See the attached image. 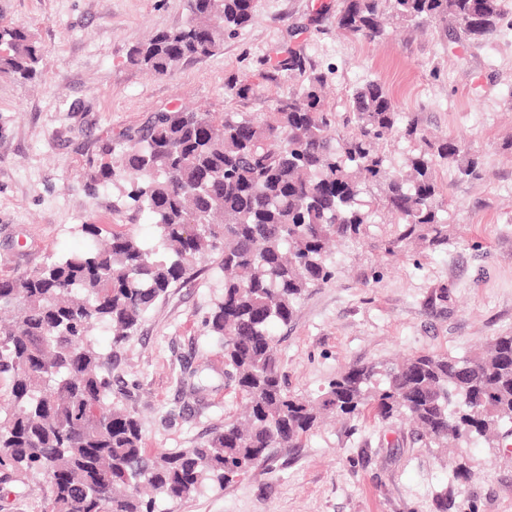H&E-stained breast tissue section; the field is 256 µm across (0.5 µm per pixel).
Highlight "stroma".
<instances>
[{
	"label": "stroma",
	"instance_id": "stroma-1",
	"mask_svg": "<svg viewBox=\"0 0 512 512\" xmlns=\"http://www.w3.org/2000/svg\"><path fill=\"white\" fill-rule=\"evenodd\" d=\"M343 0H257L255 19L215 55L158 77L131 66L130 48L189 17L186 0H0V23L25 24L42 50L40 76H0V278L86 249L85 223L153 241L154 229L120 189L84 191L101 147L150 112L271 111L302 74L276 69L287 51L327 78L338 134L354 89L382 83L399 112L430 137L453 136L482 161L479 178L439 166L453 246L412 244L387 255L395 227L378 210L359 241L337 245L336 274L310 289L293 321L275 325L292 392L317 396L338 371L419 353L463 356L512 334V30L482 44L449 41L436 25H401L367 42L337 31ZM254 84L230 95V78ZM219 259L171 286L129 341L113 346L112 400L139 417L146 448H189L239 409L224 357L202 321L221 294ZM446 309L428 305L439 286ZM43 480L11 482L0 512H42ZM165 512H512V437L500 447L426 444L406 421L330 420L297 448L233 482L205 486Z\"/></svg>",
	"mask_w": 512,
	"mask_h": 512
}]
</instances>
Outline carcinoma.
Wrapping results in <instances>:
<instances>
[{"instance_id": "carcinoma-1", "label": "carcinoma", "mask_w": 512, "mask_h": 512, "mask_svg": "<svg viewBox=\"0 0 512 512\" xmlns=\"http://www.w3.org/2000/svg\"><path fill=\"white\" fill-rule=\"evenodd\" d=\"M189 20L135 46L128 63L158 76L210 56L254 17V0H187ZM502 0H343L333 17L348 36L374 41L393 24L435 22L450 37L497 36ZM41 48L22 23L0 25V75L31 81ZM324 77L314 74L261 114L151 113L105 148L110 160L90 168L85 190L123 182L129 205L154 225V243L99 224L80 225L89 248L22 274L0 278V374L12 409L0 417V484L17 475L51 486L45 512H160L208 482L219 486L266 463L277 448H296L328 415L406 419L438 448L500 444L512 423V334L469 357L418 354L396 363L352 365L315 398L292 393L281 371L274 324L292 322L309 289L334 276L331 243L356 241L372 223L368 184L397 224L385 241L393 254L416 242L448 245L445 197L437 166L472 177L480 157L454 137L431 140L392 170L375 146L399 133L388 91L369 82L353 91L347 123L325 107ZM224 270L222 296L202 321L224 354L225 384L243 412L191 448L147 452L142 425L112 402V375L92 339L112 329L117 347L144 314L197 260Z\"/></svg>"}]
</instances>
